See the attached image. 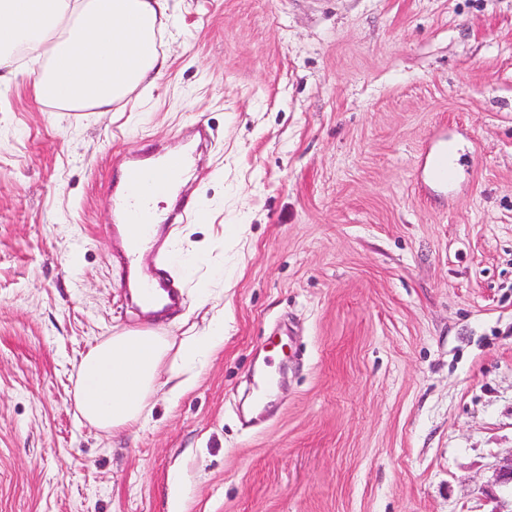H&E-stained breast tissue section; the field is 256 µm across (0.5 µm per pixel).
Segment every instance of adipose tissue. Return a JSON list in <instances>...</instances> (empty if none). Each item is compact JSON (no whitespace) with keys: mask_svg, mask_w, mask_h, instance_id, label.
I'll list each match as a JSON object with an SVG mask.
<instances>
[{"mask_svg":"<svg viewBox=\"0 0 512 512\" xmlns=\"http://www.w3.org/2000/svg\"><path fill=\"white\" fill-rule=\"evenodd\" d=\"M174 21L171 0H0V88L16 80L11 57L22 48L45 59L33 82L39 102L107 111L155 85L166 67L158 36ZM223 335L219 323L177 342L150 328L107 337L77 366L79 414L107 431L142 425L167 353L192 364Z\"/></svg>","mask_w":512,"mask_h":512,"instance_id":"ef3b65f1","label":"adipose tissue"}]
</instances>
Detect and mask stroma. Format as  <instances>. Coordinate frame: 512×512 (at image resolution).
<instances>
[{
	"label": "stroma",
	"mask_w": 512,
	"mask_h": 512,
	"mask_svg": "<svg viewBox=\"0 0 512 512\" xmlns=\"http://www.w3.org/2000/svg\"><path fill=\"white\" fill-rule=\"evenodd\" d=\"M174 5L167 69L110 111L38 103L25 53L0 91V512H512V0ZM181 148L191 263L157 317L112 200ZM216 321L141 428L79 416L91 346ZM451 145L444 144L434 154L430 164V175L432 179L441 184H451L456 177V170L448 165V152L452 151ZM224 324L218 323L199 336H184L178 343V355L184 364H192L210 354L224 338Z\"/></svg>",
	"instance_id": "35a3bbf8"
}]
</instances>
